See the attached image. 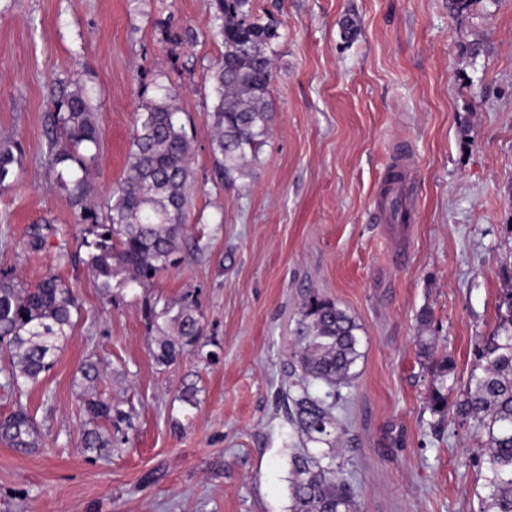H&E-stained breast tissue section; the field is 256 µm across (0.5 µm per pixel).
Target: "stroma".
<instances>
[{
    "mask_svg": "<svg viewBox=\"0 0 512 512\" xmlns=\"http://www.w3.org/2000/svg\"><path fill=\"white\" fill-rule=\"evenodd\" d=\"M275 18L271 135L250 177L224 182L213 150L211 70L224 51L212 0H0V139L17 140L0 188V273L72 288L68 340L35 384L0 373V418L24 407L39 442L0 441V512H289L301 439L278 393L311 293L360 326L361 357L336 414L358 512H479L480 439L427 408L422 308L438 357L465 381L512 284V0H254ZM356 19L344 39L345 16ZM480 45L477 56L465 44ZM93 92L97 196L127 175L137 114L169 89L192 146L183 260L150 287L104 295L85 234L44 161L45 115L62 85ZM406 150L417 206L377 219V190ZM50 231L39 249L32 226ZM196 296L211 359L158 365L144 299ZM131 415L109 459L81 444L78 367ZM194 403L180 398L184 386Z\"/></svg>",
    "mask_w": 512,
    "mask_h": 512,
    "instance_id": "stroma-1",
    "label": "stroma"
}]
</instances>
